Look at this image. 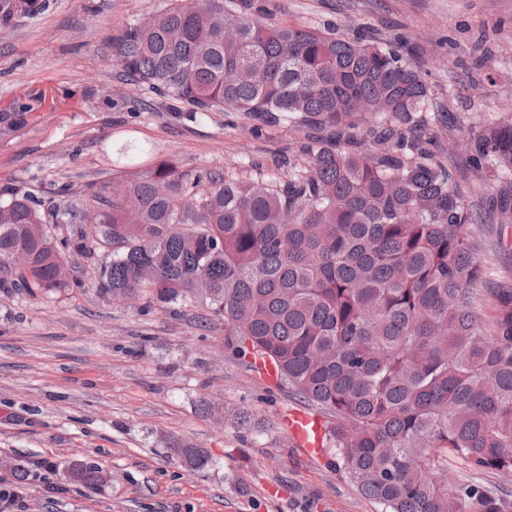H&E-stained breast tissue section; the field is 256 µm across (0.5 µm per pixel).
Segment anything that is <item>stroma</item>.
I'll list each match as a JSON object with an SVG mask.
<instances>
[{"mask_svg":"<svg viewBox=\"0 0 512 512\" xmlns=\"http://www.w3.org/2000/svg\"><path fill=\"white\" fill-rule=\"evenodd\" d=\"M49 2L0 29V195H31L56 236L72 235L90 191L112 176L108 153L128 142L202 186L217 173L284 182L306 166L297 128L228 109L192 114L128 77L120 35L168 0ZM265 2L273 25L365 26L417 44L428 111L445 110L464 131L512 116V0ZM431 132L479 215L476 257L511 285L512 207L489 200L512 198V179L482 185L447 130ZM110 259L105 247L72 254L71 287L38 298L0 290V478L48 457L64 487L29 482L21 512H382L334 449L310 459L295 448L280 418L306 402L264 383L206 305L101 297L94 281ZM203 398L248 411L253 427L203 415ZM174 439L207 451L212 466L187 471L168 454ZM76 462L106 481H68Z\"/></svg>","mask_w":512,"mask_h":512,"instance_id":"35a3bbf8","label":"stroma"}]
</instances>
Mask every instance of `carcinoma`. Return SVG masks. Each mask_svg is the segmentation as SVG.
Masks as SVG:
<instances>
[{
  "label": "carcinoma",
  "mask_w": 512,
  "mask_h": 512,
  "mask_svg": "<svg viewBox=\"0 0 512 512\" xmlns=\"http://www.w3.org/2000/svg\"><path fill=\"white\" fill-rule=\"evenodd\" d=\"M46 7L0 0V26ZM266 15L262 0H172L126 30L123 68L196 114L329 127L335 141L312 137L308 166L276 189L218 175L196 193L167 161L115 170L60 243L30 197L0 199V288H66L68 255L106 246L101 296L205 303L239 352L271 361L279 383L333 417L326 444L383 512H512V500L448 477L450 454L512 477V288L491 289L499 315L484 331L475 216L429 148L415 48ZM437 121L479 179L512 175V119L468 134L443 112ZM367 122L372 147L351 151L343 131ZM18 251L28 264L15 269ZM169 451L189 471L210 465L198 448ZM67 476L104 481L90 464Z\"/></svg>",
  "instance_id": "cac0c4a2"
}]
</instances>
